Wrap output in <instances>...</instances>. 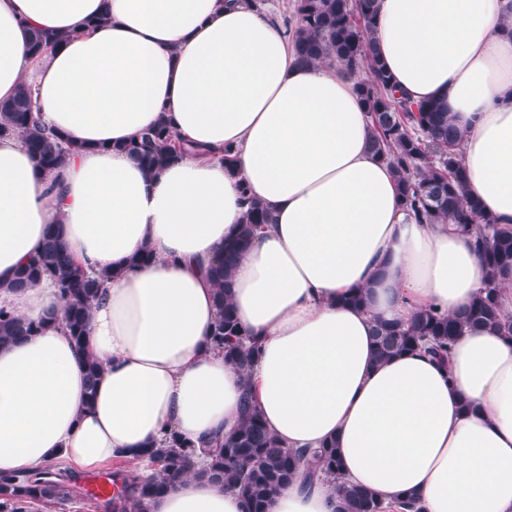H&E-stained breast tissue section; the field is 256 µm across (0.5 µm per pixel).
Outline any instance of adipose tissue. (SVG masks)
Wrapping results in <instances>:
<instances>
[{
	"label": "adipose tissue",
	"instance_id": "ef3b65f1",
	"mask_svg": "<svg viewBox=\"0 0 512 512\" xmlns=\"http://www.w3.org/2000/svg\"><path fill=\"white\" fill-rule=\"evenodd\" d=\"M36 29L67 39L37 55ZM374 40L396 90L438 102L463 132L470 193L511 224L512 0H379ZM23 84L74 150L57 175L22 136H0V307L47 322L0 347V474L55 459L95 471L172 434H224L248 387L286 446L335 441L345 479L384 501L412 492L425 512H512V336L466 330L443 366L420 351L372 359L376 321L456 315L487 270L456 225L407 217L354 79L298 64L251 0H0V101ZM162 120L185 144L166 167L118 151ZM247 195L275 222L232 278L260 341L244 374L210 339V268ZM51 224L106 276L80 347L54 319L64 301L51 278L8 287ZM359 288L366 304L345 303ZM90 356L102 364L92 390ZM150 512L246 507L191 471ZM268 512H336V495L294 482Z\"/></svg>",
	"mask_w": 512,
	"mask_h": 512
}]
</instances>
